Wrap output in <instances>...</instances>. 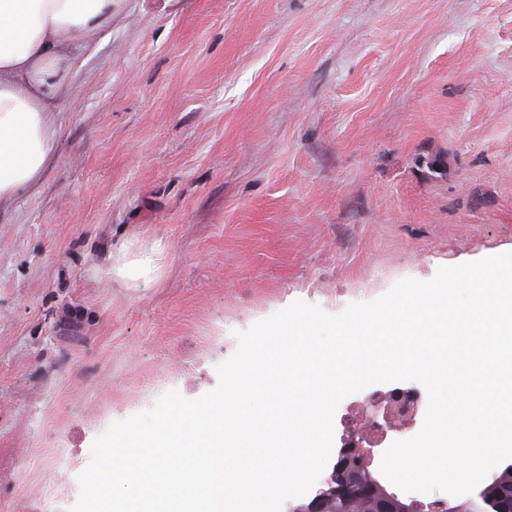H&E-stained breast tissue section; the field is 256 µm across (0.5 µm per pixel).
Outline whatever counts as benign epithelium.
<instances>
[{
    "label": "benign epithelium",
    "instance_id": "7a95c632",
    "mask_svg": "<svg viewBox=\"0 0 512 512\" xmlns=\"http://www.w3.org/2000/svg\"><path fill=\"white\" fill-rule=\"evenodd\" d=\"M417 406L418 402L412 392L395 391L369 399L365 415L369 417L371 426L379 428L383 422L390 423L391 414L412 412ZM370 466L368 449L349 446L341 448L336 464L326 480L329 490L321 489L309 501L288 506V512H324V502L329 498L336 501V512H342L345 502L357 496L370 500V512H512V490L493 493V474L476 487V492L452 508L444 501L426 505L414 498L398 496L387 489Z\"/></svg>",
    "mask_w": 512,
    "mask_h": 512
}]
</instances>
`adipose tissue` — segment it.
Masks as SVG:
<instances>
[{"mask_svg": "<svg viewBox=\"0 0 512 512\" xmlns=\"http://www.w3.org/2000/svg\"><path fill=\"white\" fill-rule=\"evenodd\" d=\"M113 2L0 0V204L36 183L52 158L68 51L111 27Z\"/></svg>", "mask_w": 512, "mask_h": 512, "instance_id": "1", "label": "adipose tissue"}]
</instances>
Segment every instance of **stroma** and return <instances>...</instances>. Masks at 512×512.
<instances>
[{
  "label": "stroma",
  "mask_w": 512,
  "mask_h": 512,
  "mask_svg": "<svg viewBox=\"0 0 512 512\" xmlns=\"http://www.w3.org/2000/svg\"><path fill=\"white\" fill-rule=\"evenodd\" d=\"M71 58L0 205V512H70L98 436L294 301L512 251V0H115Z\"/></svg>",
  "instance_id": "1"
}]
</instances>
